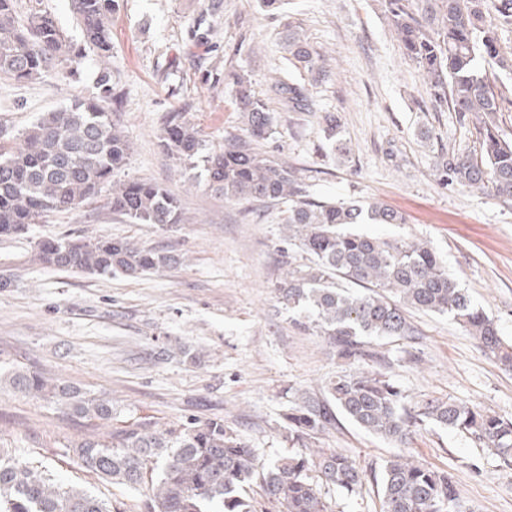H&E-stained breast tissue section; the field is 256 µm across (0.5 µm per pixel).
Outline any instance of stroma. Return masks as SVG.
<instances>
[{
	"label": "stroma",
	"instance_id": "1",
	"mask_svg": "<svg viewBox=\"0 0 512 512\" xmlns=\"http://www.w3.org/2000/svg\"><path fill=\"white\" fill-rule=\"evenodd\" d=\"M208 0H119L107 64L123 92L118 119L132 145L121 180L163 184L180 200L179 224H135L113 215L106 195L61 213L13 239H0V371L22 368L111 399L112 424L160 423L185 416L223 418L262 463L290 454L282 414L294 391L321 393L344 369L324 337L304 331L277 301L284 261L308 264L300 250L282 254L287 230L277 206L225 202L203 169L169 157L159 135L167 113L181 112L206 147L240 135L233 73L253 74L265 92L272 69L307 84L314 109L269 107L276 121L259 149L294 168L315 200L380 201L402 224H359L387 240L427 241L472 302L512 338V202L438 185L440 148L472 147L476 133L450 107L431 99L421 72L402 53L383 0H282L270 14L260 0H221L219 33L196 52L191 28ZM301 19L311 44L330 63L321 83L293 70L279 42L285 17ZM94 66L80 80L65 70L28 83L0 79V128L18 138L43 112L88 95ZM337 116L327 140L323 116ZM429 139H421V129ZM349 150L339 157L335 143ZM108 236L171 256L137 278L41 264L45 237ZM415 340L385 339L389 372L411 401L462 398L512 418V370L445 315L410 313ZM108 428L64 415L46 402L0 389V446L111 500L123 512H148L147 490L101 483L80 470L68 446ZM317 444L353 457L366 470L357 493L328 489L335 512H381V471L396 454L448 472L469 512H512V467L446 429L430 427L393 444L348 420Z\"/></svg>",
	"mask_w": 512,
	"mask_h": 512
}]
</instances>
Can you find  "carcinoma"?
Wrapping results in <instances>:
<instances>
[{
	"mask_svg": "<svg viewBox=\"0 0 512 512\" xmlns=\"http://www.w3.org/2000/svg\"><path fill=\"white\" fill-rule=\"evenodd\" d=\"M83 41L74 43L56 17L33 11L21 19L17 0H0V77L40 80L61 66L81 72L89 57L103 62L112 53L110 22L118 0H71ZM406 58L422 72L433 101L448 105L462 120L472 115L476 139L467 151H443L435 176L444 187L479 190L512 201V138L500 133L501 102L508 89L498 72L512 71L501 52L497 29L512 21V0H384ZM217 11L209 4L196 20L197 46L216 37ZM284 49L312 80L329 77L325 56L302 34L301 23H284ZM237 110L245 137L224 140L205 155L210 188L224 200L285 204L288 227L281 252L294 246L310 265L289 266L276 291L299 325L325 337L348 370L329 380L323 394L296 393L283 414L288 442L296 451L268 464L222 418L187 417L160 425L136 420L103 436L71 442L69 451L86 471L135 490L148 485L153 512H253L243 496L259 484L280 512H333L309 475L353 494L365 473L351 456L315 447V440L342 416L366 433L402 444L423 427L459 432L504 463L512 462V419L469 400L428 399L411 403L388 373L390 361L373 338L417 334L407 315L415 309L448 315L477 338L497 363L512 367V342L496 322L475 306L429 245L417 239L388 241L348 230L352 224H403L402 214L383 203L316 201L307 198L295 174L256 151L252 143L269 137L274 122L266 101L256 95L251 75H233ZM267 92L290 112H311L306 85L286 72L269 78ZM122 95L112 71L99 68L96 92L43 113L18 143L0 135V237L24 234L55 212L72 211L108 192L112 213L137 224H180L179 200L158 183L117 182L114 174L130 151L116 121ZM161 146L178 160L202 150L199 132L179 113L163 124ZM48 267L99 275L136 277L168 265L171 257L123 240L85 241L50 237L36 247ZM344 279L362 287H339ZM33 400L55 405L88 422L112 420V401L90 396L72 384L15 369L0 383ZM381 512H464L460 492L448 476L406 455L386 461ZM0 512H116L112 504L67 485L44 467L21 462L0 449Z\"/></svg>",
	"mask_w": 512,
	"mask_h": 512,
	"instance_id": "cac0c4a2",
	"label": "carcinoma"
}]
</instances>
